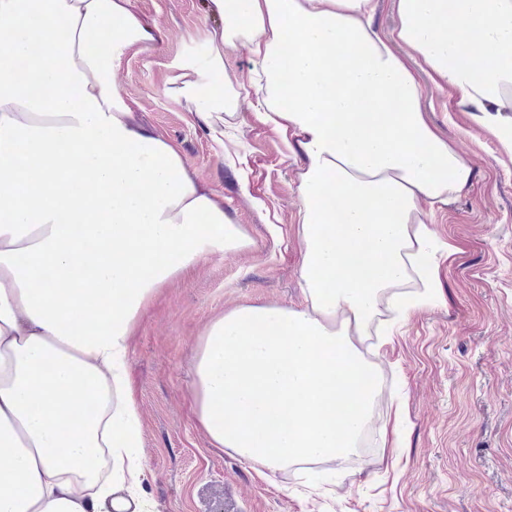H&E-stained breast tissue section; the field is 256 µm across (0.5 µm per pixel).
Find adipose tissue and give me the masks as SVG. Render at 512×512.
<instances>
[{"label": "adipose tissue", "mask_w": 512, "mask_h": 512, "mask_svg": "<svg viewBox=\"0 0 512 512\" xmlns=\"http://www.w3.org/2000/svg\"><path fill=\"white\" fill-rule=\"evenodd\" d=\"M202 5L205 63L167 81L188 111L233 119L242 84L224 54L247 50L255 116L306 158L305 303L208 325L198 419L213 447L269 471L342 465L378 397L366 339L437 299L420 205H449L472 174L408 61L512 155V0H394L387 33L376 0ZM162 35L134 0H0V53L19 63L0 70V512H143L127 365L139 315L201 261L252 244L116 83Z\"/></svg>", "instance_id": "1"}]
</instances>
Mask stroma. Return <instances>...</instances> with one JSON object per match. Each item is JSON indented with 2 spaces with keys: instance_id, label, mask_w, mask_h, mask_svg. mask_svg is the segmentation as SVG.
Wrapping results in <instances>:
<instances>
[{
  "instance_id": "obj_1",
  "label": "stroma",
  "mask_w": 512,
  "mask_h": 512,
  "mask_svg": "<svg viewBox=\"0 0 512 512\" xmlns=\"http://www.w3.org/2000/svg\"><path fill=\"white\" fill-rule=\"evenodd\" d=\"M135 4L165 37L124 58L118 86L142 122L176 142L189 170L223 194L227 216L253 241L164 288L130 340L149 512H512V158L417 69L430 122L472 166L455 202L425 217L441 243L438 300L412 311L378 349L381 396L348 464L336 473L327 463L311 474L258 473L209 443L193 359L206 327L236 306L302 305L296 188L305 158L255 118V94H242L219 142L208 119L171 93L172 66L205 57L211 22L201 0ZM398 403L402 444L377 448Z\"/></svg>"
}]
</instances>
